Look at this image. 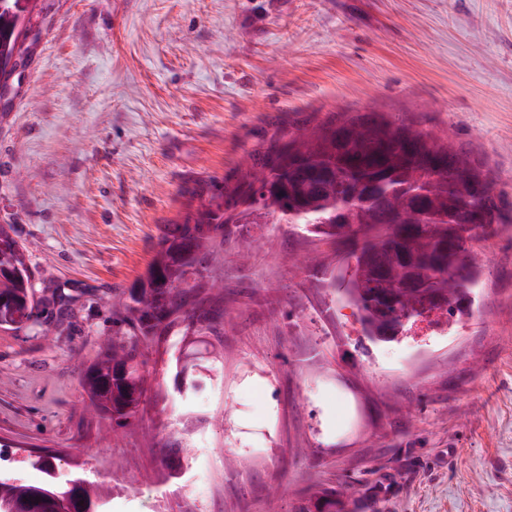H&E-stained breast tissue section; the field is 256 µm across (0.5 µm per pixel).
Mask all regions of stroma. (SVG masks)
Returning a JSON list of instances; mask_svg holds the SVG:
<instances>
[{
	"instance_id": "1",
	"label": "stroma",
	"mask_w": 512,
	"mask_h": 512,
	"mask_svg": "<svg viewBox=\"0 0 512 512\" xmlns=\"http://www.w3.org/2000/svg\"><path fill=\"white\" fill-rule=\"evenodd\" d=\"M26 43L0 83V224L42 306L0 330V477L40 482L24 459L42 449L59 476L111 485L108 512H300L340 481L358 490L344 512H512V0H38ZM372 111L494 181L473 317L360 346L337 289L288 262L338 267L346 246L250 224L251 251L217 239L224 262L200 280L210 329L143 346L158 382L113 428L82 373L164 226L291 133ZM185 355L212 369L188 401Z\"/></svg>"
}]
</instances>
